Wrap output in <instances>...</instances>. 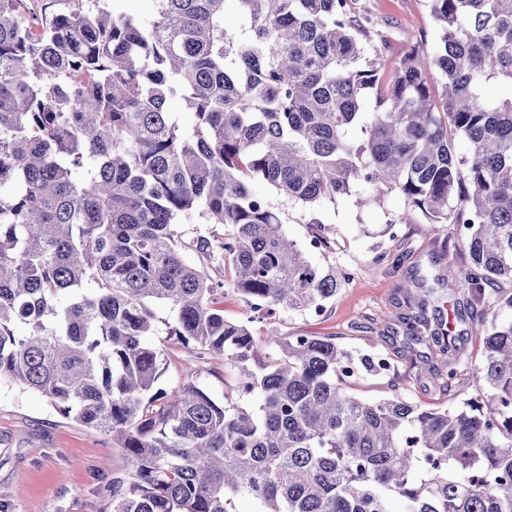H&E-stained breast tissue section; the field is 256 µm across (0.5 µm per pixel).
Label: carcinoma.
I'll return each instance as SVG.
<instances>
[{
  "mask_svg": "<svg viewBox=\"0 0 512 512\" xmlns=\"http://www.w3.org/2000/svg\"><path fill=\"white\" fill-rule=\"evenodd\" d=\"M20 2L0 0V384L118 442L111 512H512V294L485 299L512 282V98L487 92L512 84V0H427L434 44L387 75L352 0H156L146 24L108 0H42L36 26ZM257 178L305 207L395 191L399 222L452 225L468 254L452 279L471 290L458 319L486 327L484 400L421 407L386 357L255 335L280 309L322 315L348 277L309 258L323 234L285 236ZM192 214L207 233L180 230ZM403 290L407 344L462 391L438 289ZM157 306L175 343L239 369L224 402L156 388ZM365 376L395 394L361 399Z\"/></svg>",
  "mask_w": 512,
  "mask_h": 512,
  "instance_id": "obj_1",
  "label": "carcinoma"
}]
</instances>
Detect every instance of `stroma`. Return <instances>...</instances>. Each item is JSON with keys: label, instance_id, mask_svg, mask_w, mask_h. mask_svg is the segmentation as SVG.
<instances>
[{"label": "stroma", "instance_id": "1", "mask_svg": "<svg viewBox=\"0 0 512 512\" xmlns=\"http://www.w3.org/2000/svg\"><path fill=\"white\" fill-rule=\"evenodd\" d=\"M357 10L368 21L385 67L420 40L436 39L426 0H357ZM253 189L280 212L282 230L290 239L305 244L316 231H324L330 247L312 251V259L347 273L323 315L279 311L274 324L280 336H332L354 354L386 355L407 376L401 393L422 405L454 407L479 398L474 386L453 398L443 392L418 366L419 356L408 349L395 319L404 299L402 285L464 264V254L453 243L430 237L422 224L399 223L403 202L393 192L358 186L351 196L308 209L265 181L254 182ZM385 252L402 255L401 266L378 263ZM156 316L154 341L165 350L159 387L169 390L193 379L214 399H223L225 387L237 382L238 369L173 345L165 325L167 311L157 310ZM128 467L111 437L64 418L40 394L0 387V512H110L102 487Z\"/></svg>", "mask_w": 512, "mask_h": 512}]
</instances>
